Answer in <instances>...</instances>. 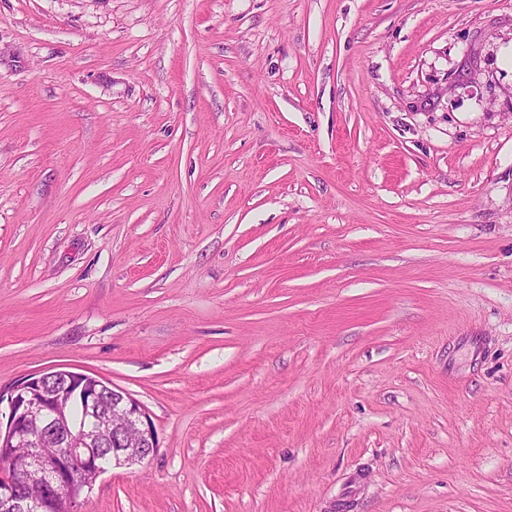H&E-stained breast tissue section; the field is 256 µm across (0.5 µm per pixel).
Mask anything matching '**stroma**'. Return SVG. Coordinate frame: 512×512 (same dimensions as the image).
Masks as SVG:
<instances>
[{"label": "stroma", "mask_w": 512, "mask_h": 512, "mask_svg": "<svg viewBox=\"0 0 512 512\" xmlns=\"http://www.w3.org/2000/svg\"><path fill=\"white\" fill-rule=\"evenodd\" d=\"M140 402L79 512H512V0H0V388Z\"/></svg>", "instance_id": "stroma-1"}]
</instances>
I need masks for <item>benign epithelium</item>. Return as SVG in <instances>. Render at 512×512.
I'll return each instance as SVG.
<instances>
[{
  "instance_id": "7a95c632",
  "label": "benign epithelium",
  "mask_w": 512,
  "mask_h": 512,
  "mask_svg": "<svg viewBox=\"0 0 512 512\" xmlns=\"http://www.w3.org/2000/svg\"><path fill=\"white\" fill-rule=\"evenodd\" d=\"M80 403L89 424L72 423ZM0 433V512H77L76 503L108 465H134L159 448L138 401L103 380L56 370L6 391Z\"/></svg>"
}]
</instances>
